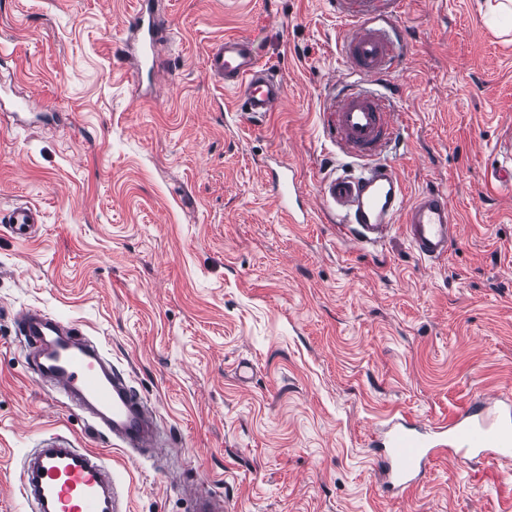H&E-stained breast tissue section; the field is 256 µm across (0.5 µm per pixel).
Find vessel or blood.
<instances>
[{
  "mask_svg": "<svg viewBox=\"0 0 512 512\" xmlns=\"http://www.w3.org/2000/svg\"><path fill=\"white\" fill-rule=\"evenodd\" d=\"M388 2L336 0L340 17L351 23L341 53L349 69L366 79L388 76L403 52L401 38L390 27L374 23ZM133 25L141 35V66L156 71L160 25L149 0H142ZM208 70L237 94L249 118L266 117L285 97L283 83L260 63L259 49L250 38L225 37L209 53ZM323 120L329 138L361 162L357 173L323 179L319 186L322 205L336 213L338 236L369 249L382 245L397 227L421 259L445 257L458 229L447 195L436 189L408 195L397 168L379 159L395 144L400 131L389 103L351 88L334 99ZM276 189L279 207L290 223H305L306 214L290 204L298 191L293 167L278 174ZM0 221L12 235L27 240L34 237L41 213L19 203ZM16 322L35 355L37 371L72 405L89 411L91 429L108 430L117 446L125 449L157 448L148 425L151 409L80 329L32 311L20 312ZM488 407L486 399L477 400L448 423L447 435L439 441L407 420L392 421L373 442L385 490L403 494L420 484L431 457L438 453H450L463 463L511 465L512 410L492 414ZM110 472L100 454L53 434L40 439L29 453L20 491L28 512H115Z\"/></svg>",
  "mask_w": 512,
  "mask_h": 512,
  "instance_id": "vessel-or-blood-1",
  "label": "vessel or blood"
}]
</instances>
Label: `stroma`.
I'll return each mask as SVG.
<instances>
[{
  "label": "stroma",
  "instance_id": "obj_1",
  "mask_svg": "<svg viewBox=\"0 0 512 512\" xmlns=\"http://www.w3.org/2000/svg\"><path fill=\"white\" fill-rule=\"evenodd\" d=\"M169 41L138 80L139 0H0V512H25V457L61 433L102 453L123 512H512L507 469L447 457L406 496L370 446L393 416L449 420L512 394V189L492 177L512 123V23L492 0H396L409 50L392 93L410 194L447 193L458 234L421 260L401 233L375 250L336 235L322 178L351 169L325 135L345 22L335 0H153ZM245 36L285 87L254 122L207 70ZM295 168L310 221L269 182ZM79 326L154 409L166 450L125 453L38 381L16 317ZM253 377L240 382V362ZM41 212L26 203H18L1 219L4 227L14 236L31 239L36 233V226L41 222Z\"/></svg>",
  "mask_w": 512,
  "mask_h": 512
}]
</instances>
